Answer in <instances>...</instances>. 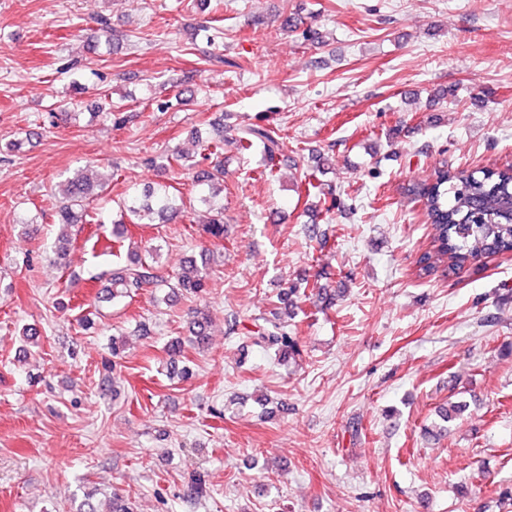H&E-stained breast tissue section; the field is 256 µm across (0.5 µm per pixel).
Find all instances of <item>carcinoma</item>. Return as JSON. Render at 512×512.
<instances>
[{
  "mask_svg": "<svg viewBox=\"0 0 512 512\" xmlns=\"http://www.w3.org/2000/svg\"><path fill=\"white\" fill-rule=\"evenodd\" d=\"M216 137L209 142L214 161L210 168L196 170L199 163L190 161L178 150L166 156L161 167L172 163L196 171L197 199L188 202L172 191V185L159 181L141 194L131 191L121 202L119 218L112 221L113 247L120 248L124 241V224H151L162 221H184L196 212L195 203L206 206L208 220L204 232L215 239L224 238V203L217 200V184L224 181V123L216 124ZM231 142L242 155L262 148L268 161H273L285 147L283 137L268 127L250 124L239 127ZM404 194L421 205L432 226L435 249L425 252L418 260V277L422 278L441 267L451 275L467 262H479L495 254L512 253V166L497 171L452 172L442 166L434 170L430 180L412 182L404 187ZM98 196L96 187L87 174L78 171L67 179L54 223L60 227L56 246L57 257L66 259L67 245L73 227L93 220L90 201ZM206 277L204 268L195 263L185 266L176 275L175 287L188 294L201 290ZM163 276L154 271L146 257L137 252L127 254V264L112 273L110 299L119 303L147 287H158ZM191 344L201 348L210 334V316L195 312L191 322ZM253 341L277 352L283 358L299 353L297 339L288 335V324L279 316L277 304H272L269 315L253 319L248 331ZM206 480L199 473L189 476L183 497L195 498L205 491Z\"/></svg>",
  "mask_w": 512,
  "mask_h": 512,
  "instance_id": "1",
  "label": "carcinoma"
}]
</instances>
